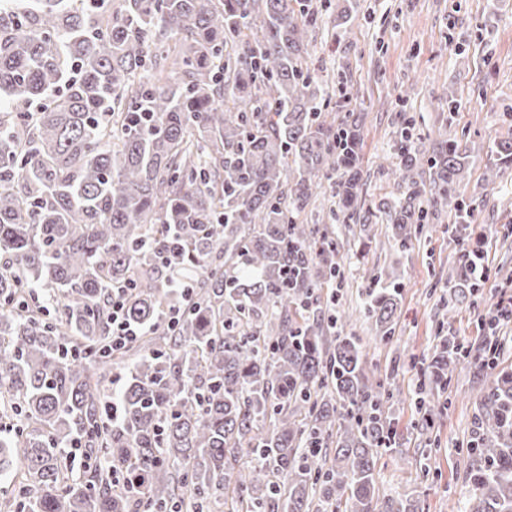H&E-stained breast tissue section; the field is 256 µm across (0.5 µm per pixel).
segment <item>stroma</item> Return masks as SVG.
I'll return each instance as SVG.
<instances>
[{"mask_svg": "<svg viewBox=\"0 0 512 512\" xmlns=\"http://www.w3.org/2000/svg\"><path fill=\"white\" fill-rule=\"evenodd\" d=\"M342 27L320 14L310 33L318 80L346 82L352 98L345 112L362 118L360 197L365 203L398 196L394 177L381 164L392 155L404 119L416 142L450 138L472 149L458 189L473 202L465 223L441 211L408 248L395 245L387 225L367 239L359 224L338 227L345 277L337 287L341 307L352 313L347 335L363 348L371 381L394 394L390 418L395 450L376 463L381 495L408 497L421 512H458L468 489L465 453L489 381L472 359H458L433 428L420 423L415 403L421 371L439 347L437 323L468 346H479L481 317L512 285V168L488 181L495 144L512 134V0H353ZM453 97L457 110H448ZM479 246L489 278L473 303L454 300L449 270L463 250ZM395 272L400 308L390 339L380 340L359 310L378 271Z\"/></svg>", "mask_w": 512, "mask_h": 512, "instance_id": "35a3bbf8", "label": "stroma"}]
</instances>
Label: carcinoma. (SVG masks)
I'll return each instance as SVG.
<instances>
[{
  "mask_svg": "<svg viewBox=\"0 0 512 512\" xmlns=\"http://www.w3.org/2000/svg\"><path fill=\"white\" fill-rule=\"evenodd\" d=\"M309 0H0V477L9 512H417L376 490L393 445L389 390L369 380L351 316L315 293L339 243L305 224L340 172L339 224L390 225L402 248L437 207L455 217L469 158L452 139L399 143L395 199L359 203L361 119L327 112L310 71ZM178 39L170 43L169 35ZM426 168L429 191L413 172ZM458 297L469 269L449 272ZM178 280L190 294L169 287ZM152 328L112 352V288ZM399 306L382 271L363 308L387 338ZM176 313L173 329L158 332ZM462 357L444 336L419 384ZM123 362L119 418L106 378ZM490 379L462 512H512V373ZM94 458L67 467L77 434ZM141 479L124 491L113 468Z\"/></svg>",
  "mask_w": 512,
  "mask_h": 512,
  "instance_id": "1",
  "label": "carcinoma"
}]
</instances>
